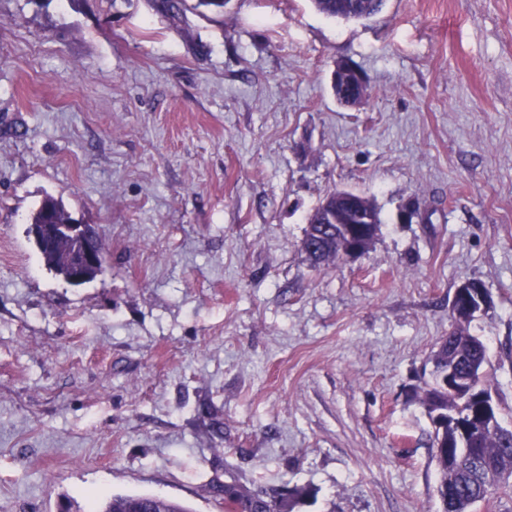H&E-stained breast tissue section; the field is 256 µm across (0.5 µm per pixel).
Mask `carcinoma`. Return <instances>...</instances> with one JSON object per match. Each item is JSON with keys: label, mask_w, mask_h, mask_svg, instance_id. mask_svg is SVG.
Listing matches in <instances>:
<instances>
[{"label": "carcinoma", "mask_w": 512, "mask_h": 512, "mask_svg": "<svg viewBox=\"0 0 512 512\" xmlns=\"http://www.w3.org/2000/svg\"><path fill=\"white\" fill-rule=\"evenodd\" d=\"M385 0H312L314 7L328 18L367 20L377 15ZM351 70L335 72L336 99L344 104L352 102L354 91ZM345 206V199L334 191L327 195L309 216L305 237L314 239L315 249L306 252L311 265L328 267L341 261L344 242L343 228L327 223V215ZM61 200L47 195L31 213L28 224H74ZM77 242L69 235H61L51 246L36 244L40 262L64 279L70 278V258ZM452 330L441 337L432 350L433 369L430 378L415 389V399L427 416L440 413L465 429L460 437L431 435L432 460L437 470L439 512H470L478 501L512 498V483L502 480L512 472V430L501 423V408L492 413V425L476 426L485 414L477 394L470 392L465 380L470 377L472 364L482 367L481 392L486 386L489 366L485 344L470 331L473 317L456 306H451ZM215 493L224 499L226 512H288V497H302V490L271 496L263 491H252L245 486L217 484ZM100 493L88 496V512H190L180 503L155 494L114 495L97 510Z\"/></svg>", "instance_id": "cac0c4a2"}]
</instances>
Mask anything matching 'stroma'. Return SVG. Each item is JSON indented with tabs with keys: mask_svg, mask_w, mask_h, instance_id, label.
I'll return each instance as SVG.
<instances>
[{
	"mask_svg": "<svg viewBox=\"0 0 512 512\" xmlns=\"http://www.w3.org/2000/svg\"><path fill=\"white\" fill-rule=\"evenodd\" d=\"M0 0V512L89 491L224 512H438L413 399L463 282L512 427V0ZM369 91L337 102L339 61ZM371 198L372 248L311 268L307 218ZM108 267L38 262L45 195ZM385 0H312L314 7L328 18L367 20L377 15ZM471 281L462 283L459 288L456 289L453 300L456 298L457 293L460 298H467L469 300L467 305L469 311L473 314H476L487 308L488 296L485 289L481 285L472 284ZM469 294L472 295V298L468 297ZM215 493L224 499V509L228 512H288V495L302 497L304 490L289 491L278 496L263 491H252L245 486L218 484Z\"/></svg>",
	"mask_w": 512,
	"mask_h": 512,
	"instance_id": "obj_1",
	"label": "stroma"
}]
</instances>
